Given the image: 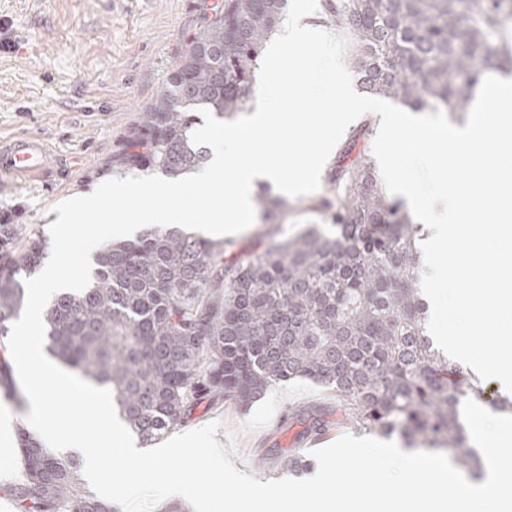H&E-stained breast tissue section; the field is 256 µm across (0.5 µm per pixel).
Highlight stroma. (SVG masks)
<instances>
[{"label":"stroma","mask_w":512,"mask_h":512,"mask_svg":"<svg viewBox=\"0 0 512 512\" xmlns=\"http://www.w3.org/2000/svg\"><path fill=\"white\" fill-rule=\"evenodd\" d=\"M223 9L224 0H0V137L42 138L52 169L47 186L5 188L0 221L19 225L25 239L47 236L58 204L110 179L128 129L159 95L189 37ZM318 199L315 193L289 199L284 223L254 221L226 246V256L323 223L312 208ZM336 402L334 391L295 379L245 407L226 399L199 410L187 425L222 421L218 443L234 466L264 482L288 477L287 455L359 435L346 423L320 442L300 439L293 413L332 410Z\"/></svg>","instance_id":"obj_1"}]
</instances>
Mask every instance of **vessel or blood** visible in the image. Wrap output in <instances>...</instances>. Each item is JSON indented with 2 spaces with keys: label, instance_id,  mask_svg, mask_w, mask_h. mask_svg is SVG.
Listing matches in <instances>:
<instances>
[{
  "label": "vessel or blood",
  "instance_id": "vessel-or-blood-1",
  "mask_svg": "<svg viewBox=\"0 0 512 512\" xmlns=\"http://www.w3.org/2000/svg\"><path fill=\"white\" fill-rule=\"evenodd\" d=\"M47 154L46 144L32 136L0 140V190L43 182L48 173Z\"/></svg>",
  "mask_w": 512,
  "mask_h": 512
}]
</instances>
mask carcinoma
<instances>
[{"mask_svg": "<svg viewBox=\"0 0 512 512\" xmlns=\"http://www.w3.org/2000/svg\"><path fill=\"white\" fill-rule=\"evenodd\" d=\"M502 0H323L324 19L349 37L352 71L367 92L414 111L465 112L493 66L512 70L500 43ZM288 0H224L194 33L156 100L126 135L113 167L171 179L202 169L209 151L190 140L206 108L222 120L248 109L255 70ZM367 130L344 144L312 208L326 224L224 262V248L179 227L150 226L116 243L90 285L47 307L48 349L112 391L118 417L149 446L224 397L242 403L271 386L308 378L336 392L342 421L481 469L462 406L481 385L433 347L426 306L412 284L422 225L390 202L370 158ZM269 224L288 203L265 192ZM19 225L0 224V341L25 303L20 271L42 264L45 240L17 249ZM326 409L293 418L312 440L328 433ZM21 475L3 487L15 512H114L90 495L79 467L19 430Z\"/></svg>", "mask_w": 512, "mask_h": 512, "instance_id": "cac0c4a2", "label": "carcinoma"}]
</instances>
